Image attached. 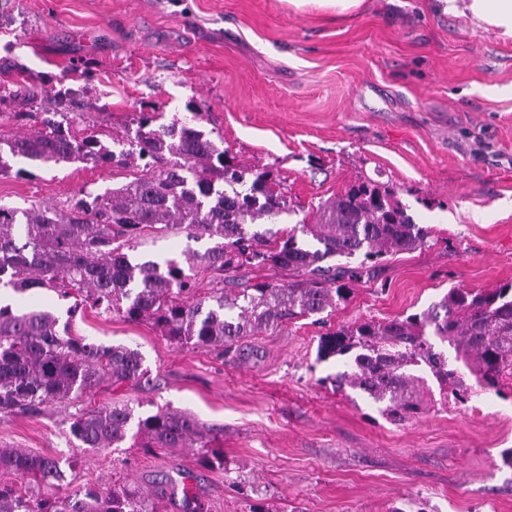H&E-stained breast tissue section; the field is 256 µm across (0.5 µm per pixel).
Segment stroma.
<instances>
[{
	"mask_svg": "<svg viewBox=\"0 0 512 512\" xmlns=\"http://www.w3.org/2000/svg\"><path fill=\"white\" fill-rule=\"evenodd\" d=\"M64 78L91 86L80 128L134 134L140 112L197 126L246 170L279 183L272 231L313 221L358 181L395 191L427 244L390 254L320 318L303 317L217 353L178 346L147 322L77 311L70 333L137 349L145 386H103L82 405L135 414L188 411L229 468L281 512H512V397L481 393L399 424L329 379L323 334L426 309L449 289L512 282V38L436 0H364L356 13L286 0H0V88ZM130 168L64 165L0 176V203L67 206L82 187L132 180ZM72 403L0 414V445L59 458L71 489L166 475L208 512H246L223 471L179 449L84 451L68 438Z\"/></svg>",
	"mask_w": 512,
	"mask_h": 512,
	"instance_id": "stroma-1",
	"label": "stroma"
}]
</instances>
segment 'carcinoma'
Segmentation results:
<instances>
[{"instance_id": "obj_1", "label": "carcinoma", "mask_w": 512, "mask_h": 512, "mask_svg": "<svg viewBox=\"0 0 512 512\" xmlns=\"http://www.w3.org/2000/svg\"><path fill=\"white\" fill-rule=\"evenodd\" d=\"M73 91L55 86L0 93V104L22 95L40 105V128L0 134V175L31 174L30 168L79 163L90 168L143 162L140 175L116 188L78 190L64 208L0 205V285L12 288L15 304L0 305V413L35 415L50 404L80 398L101 386L148 381L142 355L126 346H103L59 330V318L36 300L41 291L81 297L108 315L147 320L178 346L228 349L301 317L323 314L347 297L345 283L361 268L323 267L331 258L362 256L377 261L427 243L420 226L395 198L372 181L349 186L323 207L319 222L302 223L285 236L265 228L286 212V200L269 174L232 164L228 152L191 122L154 125L141 112L129 149L116 152L94 134L76 136ZM186 232L214 245L187 255V267L171 259L141 262L131 255L145 231ZM305 236L301 240L298 235ZM288 269L286 283L263 279L244 288L212 287L198 295L200 269ZM451 347L476 384L501 397L512 394V283L489 290L451 288L421 313L384 322L364 321L321 337L318 357L335 358L336 387H350L384 405L392 421L405 422L443 403L448 394L467 400L463 374L451 367ZM136 426L141 447L195 448L200 465L232 469L212 447L205 427L191 413L159 409L134 418L125 404L80 409L69 433L83 450L119 448ZM54 457L0 448V512H161L160 502L182 492V512H207L181 475L153 494L131 484L70 491ZM56 489L32 499L9 477ZM230 483L248 490L249 512H273L258 487L238 474Z\"/></svg>"}]
</instances>
